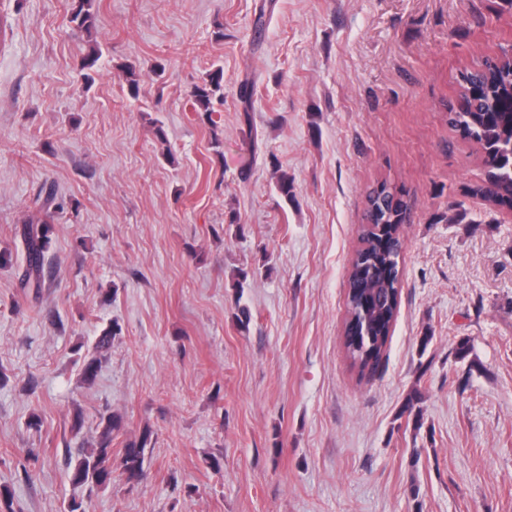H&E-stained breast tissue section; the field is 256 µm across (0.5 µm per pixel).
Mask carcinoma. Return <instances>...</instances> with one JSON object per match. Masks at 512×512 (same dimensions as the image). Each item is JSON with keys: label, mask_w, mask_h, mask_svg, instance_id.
Returning a JSON list of instances; mask_svg holds the SVG:
<instances>
[{"label": "carcinoma", "mask_w": 512, "mask_h": 512, "mask_svg": "<svg viewBox=\"0 0 512 512\" xmlns=\"http://www.w3.org/2000/svg\"><path fill=\"white\" fill-rule=\"evenodd\" d=\"M93 0H74L70 22L79 31L90 32L94 27ZM193 106L202 120L216 127L212 114L215 105L224 102L223 70L213 69L208 80L194 87ZM448 112V125L461 126L472 133L481 150L485 177L472 193L493 205L512 203V61L508 50L500 57L487 59L483 64L461 73L457 104ZM54 201L47 193L41 209L24 221L22 239L26 248L25 284L41 288L44 270V251L51 224L48 211ZM410 209L402 189L385 182L368 194L366 223L360 228V251L367 257V266H351L347 278V315L363 329L382 337L366 358L357 359L350 345H345L352 361H360L359 372L374 371L386 350L400 300L398 249L404 241L403 229ZM119 334L117 326H109L98 337L84 368V379L94 382L103 358L110 349L112 337ZM119 427V418L110 414L100 417L97 424L98 441L95 448H80L71 470L72 483L88 491L112 483V433ZM151 433H143L139 442L124 449L121 460L126 479L138 480L144 474L145 449Z\"/></svg>", "instance_id": "carcinoma-1"}]
</instances>
